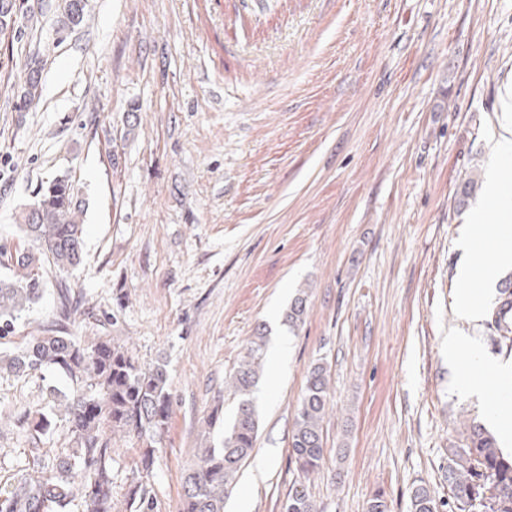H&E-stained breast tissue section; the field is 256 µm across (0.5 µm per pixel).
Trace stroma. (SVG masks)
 Returning <instances> with one entry per match:
<instances>
[{
  "label": "stroma",
  "instance_id": "obj_1",
  "mask_svg": "<svg viewBox=\"0 0 512 512\" xmlns=\"http://www.w3.org/2000/svg\"><path fill=\"white\" fill-rule=\"evenodd\" d=\"M222 2L88 0L68 28L63 0H22L0 32V245L27 246L23 218L61 175L85 224L81 265L43 267V297L0 349L38 335L64 285L81 300L82 342L111 336L142 365L166 362L154 512H180L185 470L219 437L206 421L219 405L232 423L230 377L260 332L287 336L288 356L252 392L259 433L227 512H280L317 362L331 393L326 463L310 477L317 512H365L376 493L409 512L419 485L448 500L450 444L491 423L457 393L448 338L512 360L456 302L492 146L512 131V0ZM31 66L41 99L22 111ZM61 383L50 370L0 378L1 482L32 446L13 415ZM112 446L119 503L138 445Z\"/></svg>",
  "mask_w": 512,
  "mask_h": 512
}]
</instances>
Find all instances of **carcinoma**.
I'll return each instance as SVG.
<instances>
[{"mask_svg":"<svg viewBox=\"0 0 512 512\" xmlns=\"http://www.w3.org/2000/svg\"><path fill=\"white\" fill-rule=\"evenodd\" d=\"M86 0H66L63 23H81ZM40 71L31 68L20 95L28 107L40 95ZM82 201L66 176L49 181L24 217L21 229L36 250L18 248L10 255L12 274L0 278V340L16 331V322L42 296L37 272L48 263L67 272L81 263L84 224ZM58 317L28 345L0 353V377H22L52 368L71 385L53 390L48 410L21 416L19 423L39 440L61 420L67 426L68 448L50 453L32 448L28 467L13 483L0 485V512H117L112 496V438H134L142 448L124 497L123 512H153L148 490L156 444L168 429L172 406L166 366L142 367L124 345L101 336L85 345L69 324L73 304L61 289ZM306 299L297 296L287 321H303ZM488 325L499 340L512 343V290L504 288L488 312ZM264 336L257 334L232 380L240 397L234 420L218 442L203 448L183 480L181 512H224L235 476L251 455L259 424L249 399L260 379ZM330 400L329 376L322 363L311 367L291 435V459L299 472L282 512H316L309 476L325 463L323 422ZM448 488L458 512H512V454L496 437L472 423L462 439L448 448ZM442 503L426 486L416 487L411 512H440Z\"/></svg>","mask_w":512,"mask_h":512,"instance_id":"cac0c4a2","label":"carcinoma"}]
</instances>
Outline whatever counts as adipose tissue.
I'll use <instances>...</instances> for the list:
<instances>
[{
    "label": "adipose tissue",
    "mask_w": 512,
    "mask_h": 512,
    "mask_svg": "<svg viewBox=\"0 0 512 512\" xmlns=\"http://www.w3.org/2000/svg\"><path fill=\"white\" fill-rule=\"evenodd\" d=\"M488 215V209L483 207L474 211L466 248L475 254L492 253L493 262H468L458 271L465 284L459 295V310L472 320L482 313V306L476 299L477 290L493 285L500 269L512 267V225L488 223ZM448 358L458 366L459 392L479 395L489 405L501 436L512 439V406L500 393L501 388L512 387V366L485 359L470 339L463 336L449 337Z\"/></svg>",
    "instance_id": "adipose-tissue-1"
}]
</instances>
